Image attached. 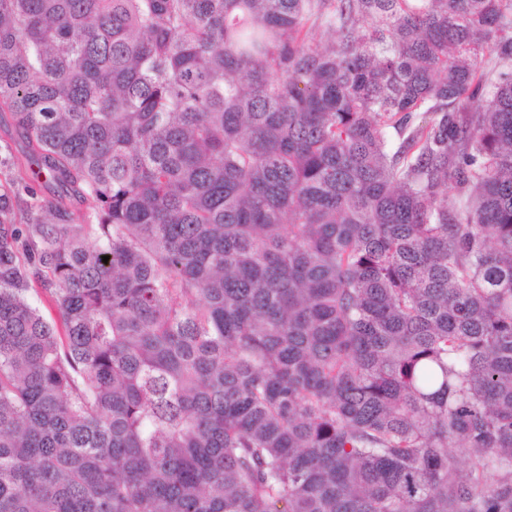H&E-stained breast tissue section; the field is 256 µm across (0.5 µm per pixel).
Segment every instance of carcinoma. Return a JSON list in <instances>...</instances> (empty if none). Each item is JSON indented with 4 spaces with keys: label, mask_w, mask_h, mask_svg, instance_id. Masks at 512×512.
<instances>
[{
    "label": "carcinoma",
    "mask_w": 512,
    "mask_h": 512,
    "mask_svg": "<svg viewBox=\"0 0 512 512\" xmlns=\"http://www.w3.org/2000/svg\"><path fill=\"white\" fill-rule=\"evenodd\" d=\"M0 112V512H512V0H0ZM24 141L13 126L10 114L0 112V184L9 185L14 178L12 161L21 158Z\"/></svg>",
    "instance_id": "carcinoma-1"
}]
</instances>
